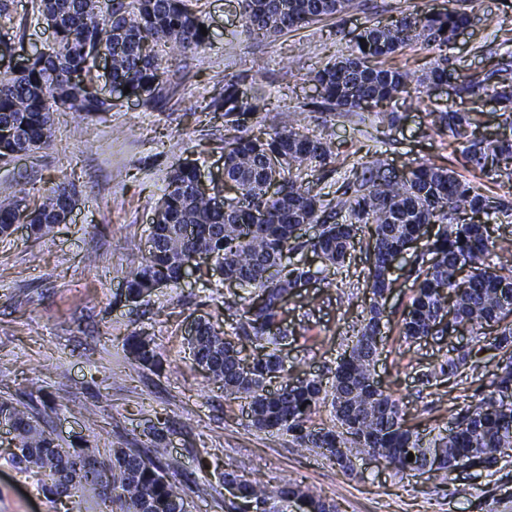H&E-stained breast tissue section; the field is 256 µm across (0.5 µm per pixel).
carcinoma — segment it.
I'll return each instance as SVG.
<instances>
[{
  "mask_svg": "<svg viewBox=\"0 0 512 512\" xmlns=\"http://www.w3.org/2000/svg\"><path fill=\"white\" fill-rule=\"evenodd\" d=\"M191 0H36L38 18L52 29L54 45L24 61L0 80V161L45 149L52 144L55 112H110L113 100L94 87L97 62L107 63V78L129 87L130 95L155 102L163 90V71L156 47L173 43L182 53L204 48L210 35L206 18ZM355 7V0H240L245 30L256 37L277 36L334 17ZM471 20L466 8L409 11L387 23L372 25L357 36L355 46L314 72L311 81L318 109L340 116L370 112L400 94H419L427 83L448 81L446 51ZM422 45L438 51L434 66L423 77L391 61L406 49ZM455 94L471 107L435 109L432 126L456 139L473 170L497 181L512 180V61L500 60L481 76L456 74ZM489 97L506 115L497 137L488 140L469 133L478 123L475 99ZM231 124L263 113L270 132L240 134L224 141V179L236 193L219 206L196 190L198 168L184 163L174 168L163 193L166 205L156 212L151 236L155 251L126 276L127 298L136 301L161 285H176L196 253L210 261L207 272L216 282H237L243 301L241 320L232 332L208 321L190 338L193 361L224 388L225 397L245 400L252 426L271 435H288L299 448L314 450L348 473L360 455L379 456L399 472L410 471L441 456L430 475L451 472L461 464L497 466L512 455V267L496 266L492 257L512 253V239L494 235L488 224L466 216L512 215L507 203L479 191L452 168L422 162L402 177L382 176L361 167L354 195L331 200L310 173L336 162V146L328 137L279 128L278 110L263 96L247 97L238 85L224 86V97L213 102ZM74 205L71 190L58 185L28 210L0 205V237L15 224H28L40 236L63 223ZM342 222L328 223L341 211ZM299 224L317 228L302 241ZM370 228L373 261L365 278L370 304L350 337L327 386L318 377L272 390V380L284 372L278 346L287 333L271 327L280 320L285 291L300 287L313 273L328 277L342 267L360 225ZM438 231L415 256L409 269L413 296L397 322L398 335L411 344L448 329L495 335L489 345L502 354L504 365L494 374L488 392L454 416L451 435L427 439L405 424L398 403L384 390L370 388L377 354L378 328L386 327L384 294L393 287V263L407 253L405 245L420 237L425 225ZM308 250L325 263L316 269L290 255ZM254 345L248 369L239 365V339ZM126 345L145 367L158 364L153 343L132 335ZM464 351L440 365L439 373L456 376L469 366ZM330 403L331 427L313 420L317 407ZM0 419L10 424L9 460L47 475L52 496L70 497L87 486L112 487V512H188L184 491L168 480L147 455L132 448H112L100 461L86 448H64L47 434L38 417L8 399H0ZM414 460H407L408 454ZM247 497L279 506L265 512H288L294 499L307 501L310 512H339L335 502L288 481L273 492L256 483L244 487Z\"/></svg>",
  "mask_w": 512,
  "mask_h": 512,
  "instance_id": "carcinoma-1",
  "label": "carcinoma"
}]
</instances>
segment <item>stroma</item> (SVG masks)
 Returning <instances> with one entry per match:
<instances>
[{
  "label": "stroma",
  "instance_id": "1",
  "mask_svg": "<svg viewBox=\"0 0 512 512\" xmlns=\"http://www.w3.org/2000/svg\"><path fill=\"white\" fill-rule=\"evenodd\" d=\"M9 3L14 18L28 20L20 42L14 29L0 25V38L13 39L16 57L51 46V30L32 18L34 0ZM200 4L210 42L168 57L172 98L152 109L125 97L95 116L54 113L49 148L0 163L2 204L18 200L22 187L34 199L62 182L76 193L67 220L50 234L38 237L20 224L0 238V396L24 403L63 447L80 444L103 456L117 447L146 448L149 429H157L160 442L148 454L183 488L191 512H231L228 472L272 489L302 482L335 500L339 512H512V462L433 477L363 458L347 474L295 447L288 435L255 430L242 402L225 399L219 384L194 364L188 345L194 319L223 331L239 321L242 305L230 286L194 274L136 301L125 291L127 272L146 253L170 171L190 161L206 184L221 180L224 139L233 130L213 102L226 83L280 107L282 128L331 136L340 154L381 171L399 175L425 161L445 163L450 138L431 132L429 112L447 105V86L425 88L415 104L393 102L390 126L371 112L341 117L302 106L318 96L312 73L349 50L365 27L407 9H451L454 0H357L341 17L260 38L246 33L239 0ZM468 10L472 24L449 45L448 68L481 73L512 52V0H470ZM368 238L359 231L336 275L288 298L284 325L290 335L281 348L288 379L331 381L369 304ZM393 276L386 304L393 322L374 375L410 426L423 434L448 430L452 413L477 400L500 356L485 336L401 342L394 322L410 301L412 281L404 269ZM135 332L151 338L160 368L143 367L129 354L126 338ZM461 345L473 351L465 386L423 383V374ZM0 512H111V506L91 488L74 501L47 495L40 475L12 465L0 444Z\"/></svg>",
  "mask_w": 512,
  "mask_h": 512
}]
</instances>
